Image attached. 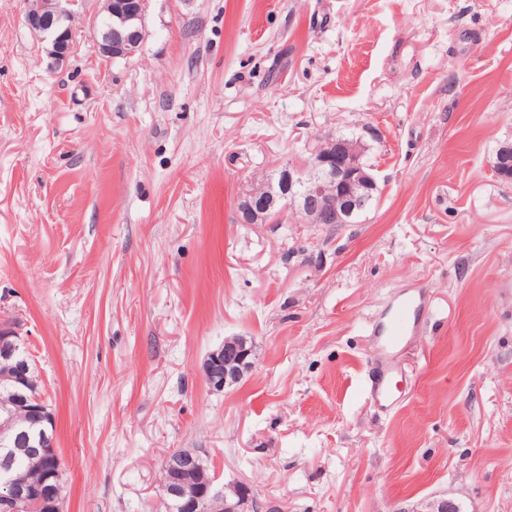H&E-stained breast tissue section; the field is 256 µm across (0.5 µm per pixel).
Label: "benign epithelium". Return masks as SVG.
Wrapping results in <instances>:
<instances>
[{
  "mask_svg": "<svg viewBox=\"0 0 512 512\" xmlns=\"http://www.w3.org/2000/svg\"><path fill=\"white\" fill-rule=\"evenodd\" d=\"M27 27L40 40L48 44L49 67L55 68L73 57L80 47L81 29L75 25L83 0H24ZM102 9L91 29L95 49L103 60L127 58L140 48L144 37L143 5L145 0H101ZM308 167L317 172V179L297 192L295 185L303 179L304 169L288 164L277 175L260 183L259 191H250L240 205L245 224L257 221V211L267 214L293 203L305 217L307 224H336V205L346 213L355 207V190L362 186H378L374 174L359 164L358 146L345 139L329 137L325 144L312 150ZM25 339L11 322L0 323V363L12 360ZM251 350L241 337L224 340V344L208 353L202 364L207 384L221 391L236 385L251 367ZM14 392L0 401V512H18L20 504L28 501L51 499V506L59 508L60 490L53 485L33 486L13 469V456L17 448H40L52 451L53 438L44 430L35 438L15 421L18 407L38 405V421L48 420L43 409V398L29 392L27 381L13 376ZM200 455L179 450L166 458L171 472L169 483L161 487L162 493L179 502L182 512H207L210 504L219 502L223 512H254L250 489L241 487L238 500L224 502V492L214 486L215 477L203 478L204 484L194 498L187 500L182 488L183 478L201 471ZM412 512H460L452 500L430 497L416 505Z\"/></svg>",
  "mask_w": 512,
  "mask_h": 512,
  "instance_id": "7a95c632",
  "label": "benign epithelium"
}]
</instances>
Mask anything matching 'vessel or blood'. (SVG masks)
<instances>
[{
	"instance_id": "obj_1",
	"label": "vessel or blood",
	"mask_w": 512,
	"mask_h": 512,
	"mask_svg": "<svg viewBox=\"0 0 512 512\" xmlns=\"http://www.w3.org/2000/svg\"><path fill=\"white\" fill-rule=\"evenodd\" d=\"M421 305V293L402 294L378 328L376 333V345L379 349L378 374L371 384V396L374 402H385L390 396L391 382L398 370L396 357L407 336L412 335L417 327L416 317Z\"/></svg>"
}]
</instances>
